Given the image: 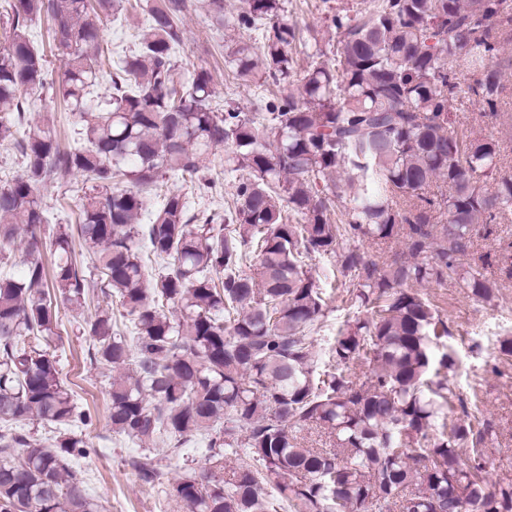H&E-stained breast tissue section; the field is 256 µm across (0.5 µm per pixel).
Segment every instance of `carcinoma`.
Here are the masks:
<instances>
[{
  "label": "carcinoma",
  "instance_id": "cac0c4a2",
  "mask_svg": "<svg viewBox=\"0 0 512 512\" xmlns=\"http://www.w3.org/2000/svg\"><path fill=\"white\" fill-rule=\"evenodd\" d=\"M197 8L218 27L262 30L258 44L231 41L224 62L288 94L215 111L211 73L176 57ZM138 12L134 48L112 56L104 23ZM281 12L282 0H243L231 15L224 0H0V145L22 162L0 186V252L22 253L19 274L0 272V512H106L73 464L89 454L74 427L91 414L50 352L60 310L93 303L83 330L90 364L111 372L112 434L173 453L205 445L207 466L168 483L187 512H512V486L488 488L480 424L448 422L464 406L440 378L453 353L432 351L448 324L405 288L455 281L484 300L497 289L484 269L461 271L460 256L477 225L512 212V178L487 185L504 147L459 135L451 112L463 99L492 115L506 105V2L370 0L332 16L333 62L301 72ZM45 17L77 119L68 148L27 116L28 95L49 84L32 34ZM221 148L234 178L223 223H197L178 191L147 209L171 177L215 188ZM62 171L81 177L78 250L39 197ZM438 183L446 193L425 194ZM433 210L446 222L431 226ZM391 238L409 260L380 266L354 246ZM314 256L336 259L352 277L345 303L367 312L337 329L320 369L312 333L328 297L309 274ZM31 421L57 435H31ZM323 430L329 445H311ZM133 466L162 477L150 457Z\"/></svg>",
  "mask_w": 512,
  "mask_h": 512
}]
</instances>
